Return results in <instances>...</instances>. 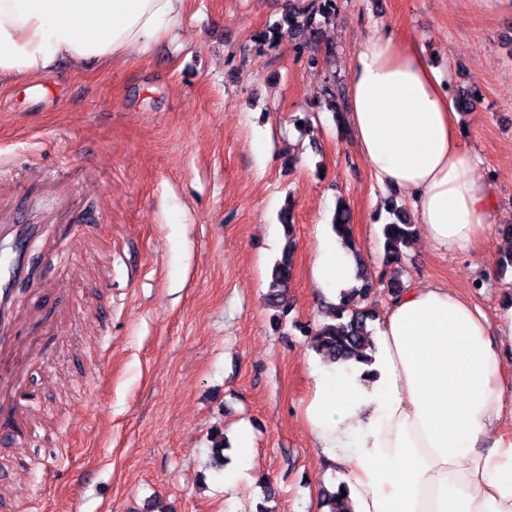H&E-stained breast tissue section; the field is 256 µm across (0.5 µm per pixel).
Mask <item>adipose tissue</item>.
Here are the masks:
<instances>
[{"mask_svg": "<svg viewBox=\"0 0 512 512\" xmlns=\"http://www.w3.org/2000/svg\"><path fill=\"white\" fill-rule=\"evenodd\" d=\"M184 0H0V82L59 61L104 67L178 28ZM354 143L382 189L406 194L435 250H479L496 202L460 142L438 64L383 32L357 49L348 85ZM315 282L352 287L337 236L320 239ZM370 364L310 368L305 422L353 512H512V304L495 322L442 285H413L372 336Z\"/></svg>", "mask_w": 512, "mask_h": 512, "instance_id": "obj_1", "label": "adipose tissue"}]
</instances>
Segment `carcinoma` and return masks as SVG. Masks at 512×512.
<instances>
[{
    "label": "carcinoma",
    "mask_w": 512,
    "mask_h": 512,
    "mask_svg": "<svg viewBox=\"0 0 512 512\" xmlns=\"http://www.w3.org/2000/svg\"><path fill=\"white\" fill-rule=\"evenodd\" d=\"M336 9V0H318L315 9L288 8L275 28L272 37H264L269 43L288 36L295 38L317 30L316 15L326 16ZM327 109L336 118L340 129L346 128L343 107L338 102L336 94L325 90L323 95ZM387 212L392 220L382 227L383 237V263L391 270L389 288L392 294L398 295L404 290L401 279L405 271L406 249L410 241L417 233L405 210L395 205H387ZM282 225L285 231L286 243L282 256L278 259L271 271V280L267 294V303L274 310L271 319L279 326L288 321L291 306L288 303L287 288L293 275V255L296 243L293 235V210L292 206L285 207L281 212ZM331 226L333 232L342 243L352 248L355 258H360V252L356 247L352 230V213L345 201L337 200ZM357 280L361 285L341 292L338 302L326 307L325 317L328 321L319 323L308 330L312 335V348L324 359L332 363H345L350 360L357 362H370L371 358L366 353L368 339L372 335L369 325L377 319L376 312L365 306L364 302L373 288V281L364 271L363 263H357ZM229 447L223 432L216 430L213 434L212 457L217 469L224 468V450ZM320 505L326 508V512H350V504L341 491L326 489L321 490Z\"/></svg>",
    "instance_id": "obj_1"
}]
</instances>
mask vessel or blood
Masks as SVG:
<instances>
[{
	"label": "vessel or blood",
	"mask_w": 512,
	"mask_h": 512,
	"mask_svg": "<svg viewBox=\"0 0 512 512\" xmlns=\"http://www.w3.org/2000/svg\"><path fill=\"white\" fill-rule=\"evenodd\" d=\"M92 217L71 225L67 238L54 234L53 224H38L18 217L0 223V445H21L34 434L40 414V397L27 386L30 370L46 368L50 340L39 346L27 342L31 324L18 300L19 289L36 293L44 288L43 264L58 268L75 266L77 259L69 246L83 237Z\"/></svg>",
	"instance_id": "b4317fda"
}]
</instances>
